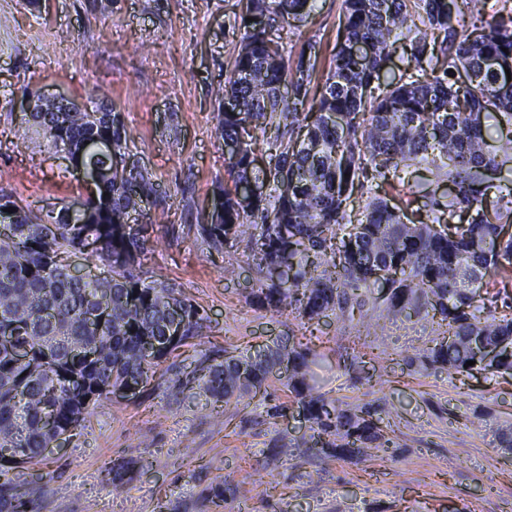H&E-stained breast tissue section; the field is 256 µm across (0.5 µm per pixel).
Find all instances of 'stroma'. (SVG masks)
<instances>
[{
	"instance_id": "stroma-1",
	"label": "stroma",
	"mask_w": 512,
	"mask_h": 512,
	"mask_svg": "<svg viewBox=\"0 0 512 512\" xmlns=\"http://www.w3.org/2000/svg\"><path fill=\"white\" fill-rule=\"evenodd\" d=\"M343 0H317L312 17L280 29L292 54L327 70ZM242 0H0V188L37 215L77 207L85 189L62 153L21 122L24 90L112 103L128 150L160 184L144 209L161 223L142 277L174 284L210 329L158 367L133 398L95 406L82 434L30 468L38 512H208L202 491L225 479L224 512H512V376L408 366L436 335L417 315L385 318L373 305L299 325L260 304L251 257L195 233L227 177L214 130L216 95L244 32ZM295 334L325 362L320 390L341 406L377 405L391 447L354 462L274 455L277 437L308 440L285 370L261 392L213 408L200 390L172 396L202 354L252 352ZM359 370H350L352 357Z\"/></svg>"
}]
</instances>
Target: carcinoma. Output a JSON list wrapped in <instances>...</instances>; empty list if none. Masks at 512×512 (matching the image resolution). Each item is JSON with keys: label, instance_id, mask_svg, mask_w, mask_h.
Returning a JSON list of instances; mask_svg holds the SVG:
<instances>
[{"label": "carcinoma", "instance_id": "obj_1", "mask_svg": "<svg viewBox=\"0 0 512 512\" xmlns=\"http://www.w3.org/2000/svg\"><path fill=\"white\" fill-rule=\"evenodd\" d=\"M453 2L344 0L343 31L320 78L305 53L288 59L278 35V22L306 20L316 0H247V12L263 22L241 38L216 126L239 152L226 160L228 184L217 187L196 232L215 249L241 246L251 254L262 277L257 298L270 307L312 322L350 316L371 297L388 316L423 312L442 328L408 365L512 375V352L500 351L487 365L475 353L480 344L512 342V295L497 289L512 279V234L505 231L512 178L502 176L512 164V16L486 14L487 0H463L466 11L454 13ZM409 17L447 31L455 48L429 54L427 33L418 31L406 45L414 71L384 81L383 66ZM310 96L315 106L299 111ZM105 108L48 106L22 117L98 174L82 209L41 217L0 188V455L13 458L0 465V512H34L41 487L20 480V471L59 438L81 434L91 407L113 390L150 379L208 327L205 310L136 273L158 224L146 214L132 224L131 213L157 196L159 183L144 166L113 170L112 156L126 155L130 133L121 113ZM331 113L341 122H329ZM272 126L280 138L261 169L254 135ZM100 141L112 142V153L97 151ZM419 164L435 176L422 189L430 217L407 223L382 193L389 177L401 184L400 173ZM265 180L268 193L243 207V187ZM445 180L443 202L437 192ZM359 192L366 203L354 221L348 206ZM486 240L493 249L477 248ZM68 253L87 254L109 275L76 278L63 263ZM17 348L29 358L18 360ZM284 364L311 423L310 448L361 458L391 444L372 404L343 408L316 393L317 353L291 337L252 354L226 352L220 362L205 356L173 388L180 394L194 385L211 405L228 404L260 392ZM226 491L220 481L203 491L214 512H223Z\"/></svg>", "mask_w": 512, "mask_h": 512}]
</instances>
